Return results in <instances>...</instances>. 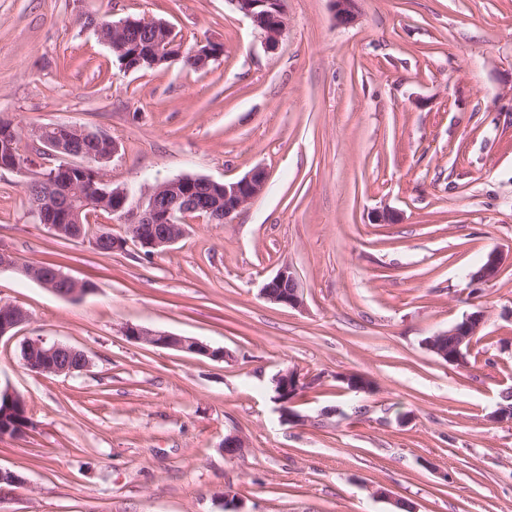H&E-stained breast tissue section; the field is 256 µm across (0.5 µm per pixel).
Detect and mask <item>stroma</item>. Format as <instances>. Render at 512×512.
<instances>
[{
	"label": "stroma",
	"mask_w": 512,
	"mask_h": 512,
	"mask_svg": "<svg viewBox=\"0 0 512 512\" xmlns=\"http://www.w3.org/2000/svg\"><path fill=\"white\" fill-rule=\"evenodd\" d=\"M337 25L329 0H284L268 50L232 0H0V117L33 150L51 124L114 138L106 186L145 201L181 176L235 181L264 168L261 196L224 223L188 220L145 255L101 211L83 239L32 213L26 173L0 170V252L93 286L63 298L0 268V302L28 320L0 338V386L32 421L0 436V512H512V0H359ZM170 25L184 49L224 53L126 72L90 16ZM393 220L381 221L383 212ZM123 242L102 254L89 236ZM497 279L472 284L488 253ZM305 305L265 300L281 265ZM484 310L470 363L423 341ZM129 326L193 336L215 361L127 338ZM82 350L86 370L39 375L27 341ZM316 384L298 419L275 375ZM374 382L349 392L337 374ZM245 441L225 454V436ZM385 488L387 497L377 496ZM203 46H205V47H203ZM217 48H219V49H217ZM217 50H222V53H223L224 52L223 45L219 44L214 47V50H212L211 46L208 45V43L198 44L192 51L190 49L187 52L185 62L188 66L195 68V69H197V67L199 69L205 68L208 66L210 61H212L213 59H218L220 57L221 54L216 53ZM190 51H191V55L193 57H195L196 60L195 59L193 60V58L190 55ZM196 61H197V63H196ZM273 382L274 399L280 405L282 415L288 417V420L298 418L293 407L301 394L315 383V379L304 377L295 369H286L278 372Z\"/></svg>",
	"instance_id": "obj_1"
}]
</instances>
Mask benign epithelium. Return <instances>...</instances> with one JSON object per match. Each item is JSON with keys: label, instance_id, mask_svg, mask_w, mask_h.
Returning a JSON list of instances; mask_svg holds the SVG:
<instances>
[{"label": "benign epithelium", "instance_id": "obj_1", "mask_svg": "<svg viewBox=\"0 0 512 512\" xmlns=\"http://www.w3.org/2000/svg\"><path fill=\"white\" fill-rule=\"evenodd\" d=\"M237 10L248 17L253 26L264 38L265 47L274 50L278 47L285 28V14L269 6L275 0H232ZM336 23L350 26L357 21L358 0H332ZM145 21L126 18L112 22L111 29L95 27L102 42L112 50L124 55L137 44L131 36L141 28ZM155 35L153 51L147 59L137 58L131 63L124 60L122 67L133 71L137 65L146 64L158 67L182 53L181 44L173 30L162 21L154 20ZM191 55L195 57L198 68H205L209 62L220 57L210 45H197ZM60 134L47 135L48 128L35 131V137L42 144L43 153L58 165L45 173L33 177L27 182V188H40L29 195V204L42 224L48 225L56 235L65 234L63 225L69 222L81 224L90 222L91 214L112 200V214L118 215L127 223L128 233L144 250L153 253L173 245L183 232V223L197 212L206 213L210 222H222L239 209L259 197L267 185V173L264 168L256 167L242 178L231 182H217L206 177L182 176L159 183L147 191L145 205L133 208L128 205V193L119 188L97 190L96 198L90 201L84 197L83 184L87 179L102 184L99 172L93 167L96 162H105L118 152L117 142L110 136L73 125H59ZM14 133L7 129L0 132V169L24 171L33 165L28 156L14 149ZM19 267L28 278L42 284L57 295L66 298H79L89 292L87 284L79 283L60 272H54L53 278L38 275L39 265H17L7 253H0V267ZM502 257L490 252L481 272L475 277L477 282H488L499 276ZM264 299L290 308H301L305 301L298 277L294 269L282 265L273 277L261 288ZM27 320V313L21 307L0 304V338L12 332ZM485 315L481 310L465 315L462 320L452 324L448 330L437 333L424 340L425 347L442 362L463 366L475 336L484 324ZM129 338L148 345L171 348L186 353L201 354L210 359L224 360L228 352L222 348L212 349L199 339L156 331L143 327L129 326L125 329ZM79 362V368L89 365L88 356L81 350L61 344H48L41 339L26 344L25 366L38 374L69 375L73 373L72 360ZM336 380L345 385L348 391H367L372 381L358 372H346L336 376ZM315 380L301 375L295 369L278 372L274 378L275 400L280 411L288 419L298 417L294 405L306 389Z\"/></svg>", "mask_w": 512, "mask_h": 512}]
</instances>
